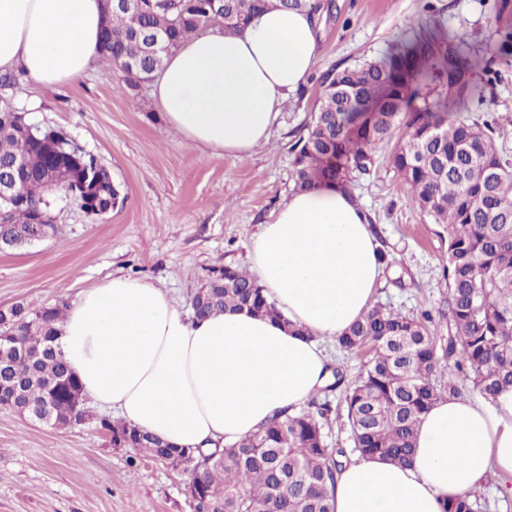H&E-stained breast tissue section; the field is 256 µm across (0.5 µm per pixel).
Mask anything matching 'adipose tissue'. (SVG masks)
I'll list each match as a JSON object with an SVG mask.
<instances>
[{"mask_svg":"<svg viewBox=\"0 0 512 512\" xmlns=\"http://www.w3.org/2000/svg\"><path fill=\"white\" fill-rule=\"evenodd\" d=\"M102 0H0V73L41 89L81 80L101 57ZM316 19L267 10L237 33L198 32L171 54L152 95L184 142L206 157L244 159L266 144L287 95L316 66ZM249 262L280 319L180 310L153 283L117 275L85 290L58 323V346L85 395L126 424L183 448L232 446L322 387L320 339L369 307L383 275L368 216L341 185L291 194L249 245ZM512 477V388L485 403L443 397L416 432L411 463L362 457L338 474L335 512H443Z\"/></svg>","mask_w":512,"mask_h":512,"instance_id":"ef3b65f1","label":"adipose tissue"}]
</instances>
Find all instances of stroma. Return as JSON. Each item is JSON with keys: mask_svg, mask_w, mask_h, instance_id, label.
<instances>
[{"mask_svg": "<svg viewBox=\"0 0 512 512\" xmlns=\"http://www.w3.org/2000/svg\"><path fill=\"white\" fill-rule=\"evenodd\" d=\"M318 62L290 93L267 144L243 160L203 158L161 118L151 83L130 89L119 71L96 69L43 92L33 119L66 133L107 167L117 207L87 216L51 198L60 231L34 246L0 251V310L72 304L83 289L121 274L164 288L182 309L207 268L248 270L247 244L294 191L293 146L309 121L323 75L376 56L402 31L443 20L464 35L491 82L471 120L512 122V53L491 49L499 0H317ZM376 152L371 175L351 190L392 262L373 297L406 315L446 306L447 242ZM343 387L319 394L328 447L349 448ZM188 476L131 448H116L97 420L40 425L0 408V512H193Z\"/></svg>", "mask_w": 512, "mask_h": 512, "instance_id": "1", "label": "stroma"}]
</instances>
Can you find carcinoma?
Instances as JSON below:
<instances>
[{
    "label": "carcinoma",
    "mask_w": 512,
    "mask_h": 512,
    "mask_svg": "<svg viewBox=\"0 0 512 512\" xmlns=\"http://www.w3.org/2000/svg\"><path fill=\"white\" fill-rule=\"evenodd\" d=\"M210 0H132L131 7L105 6L102 58L124 71L137 89L157 70L147 53L149 33L165 35L178 47L188 36L215 23L233 33L263 9L315 12L312 0H224L215 14ZM512 0H500L494 31L504 52L512 50ZM136 67L123 70L124 63ZM28 85L24 73L0 74V96L12 98ZM480 62L466 42L433 19L419 32L389 44L371 60L335 67L320 82L319 96L294 151L295 186L318 180L349 187L369 175L379 146L399 135L389 156L394 175L406 185L419 210L447 233L449 272L448 342L440 349L435 318L375 305L340 336L337 345L367 358L359 379L345 393L354 448H329L322 426L310 410L277 416L214 460L190 448L188 485L202 489L204 512H334L331 495L348 454L380 456L406 464L413 455L421 417L448 392L470 384L487 399L512 387V164L495 144L497 126L455 116L484 99ZM17 110L0 108V185L14 186L10 215L0 222V245L30 244L58 227L46 222L45 204L54 189L57 155L27 134ZM99 175L89 193L62 186L65 196L87 215L109 207L111 173L96 157L80 152L70 159ZM206 297L192 298L194 315L205 318L226 310L259 317L281 315L263 289L233 266L208 269ZM66 305L0 310V348L18 341L21 355L0 362V386L12 390L9 408H34L52 400L54 420H82L74 399L82 387L56 345L55 323ZM448 375V382L438 381ZM110 436L129 434L130 447L162 460L180 452L124 423L105 419ZM475 491L453 499L446 512H479Z\"/></svg>",
    "instance_id": "carcinoma-1"
}]
</instances>
